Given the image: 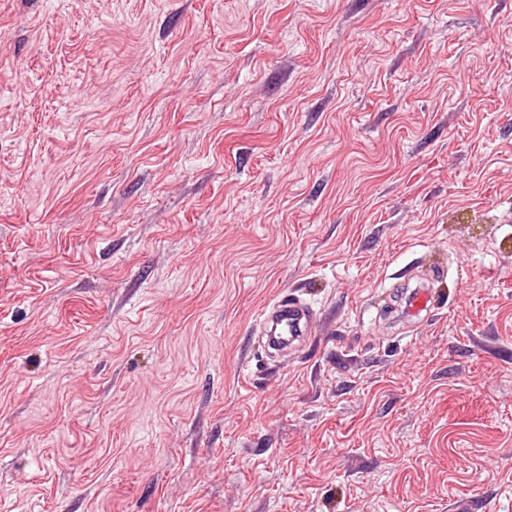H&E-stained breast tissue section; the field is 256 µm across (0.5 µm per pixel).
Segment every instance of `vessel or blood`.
Returning a JSON list of instances; mask_svg holds the SVG:
<instances>
[{
  "instance_id": "obj_1",
  "label": "vessel or blood",
  "mask_w": 512,
  "mask_h": 512,
  "mask_svg": "<svg viewBox=\"0 0 512 512\" xmlns=\"http://www.w3.org/2000/svg\"><path fill=\"white\" fill-rule=\"evenodd\" d=\"M317 321L316 313L296 295L280 293L260 314L258 328L266 330L276 347H285L306 336Z\"/></svg>"
}]
</instances>
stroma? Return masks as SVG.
I'll return each mask as SVG.
<instances>
[{
    "mask_svg": "<svg viewBox=\"0 0 512 512\" xmlns=\"http://www.w3.org/2000/svg\"><path fill=\"white\" fill-rule=\"evenodd\" d=\"M0 512H512V0H0ZM316 322L312 307L296 295L282 292L261 312L256 325L259 330L266 328L270 345L285 347L306 336Z\"/></svg>",
    "mask_w": 512,
    "mask_h": 512,
    "instance_id": "35a3bbf8",
    "label": "stroma"
}]
</instances>
